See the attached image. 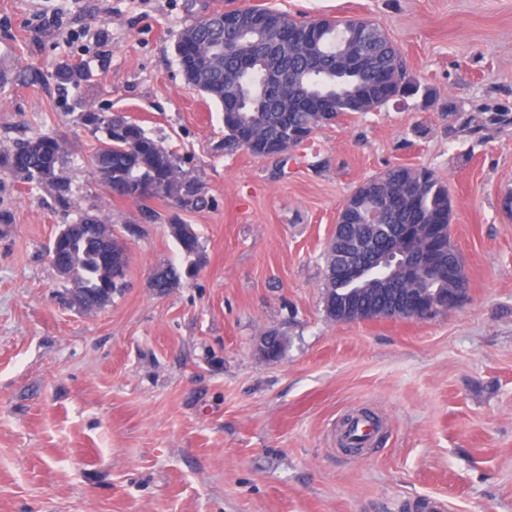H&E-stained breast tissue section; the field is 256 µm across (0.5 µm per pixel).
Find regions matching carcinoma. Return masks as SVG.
Returning <instances> with one entry per match:
<instances>
[{
  "instance_id": "obj_1",
  "label": "carcinoma",
  "mask_w": 512,
  "mask_h": 512,
  "mask_svg": "<svg viewBox=\"0 0 512 512\" xmlns=\"http://www.w3.org/2000/svg\"><path fill=\"white\" fill-rule=\"evenodd\" d=\"M256 12L280 20L275 32L288 50L275 52L262 37L255 55L215 59L201 68L195 63L196 48L223 36V29L212 26L204 17L185 27L176 41L182 48L179 65L189 84L223 109L224 153L245 150L258 156H276V142L290 133L305 132L311 136L345 113L372 112L409 90L411 79L403 56L379 24L370 20L366 23L376 38L370 50L371 67L340 70L336 66L337 57L350 48L359 50L358 39L351 38L349 20L296 17L270 8H258ZM269 71L289 73L292 86L312 93L328 105L329 115L292 103L291 97L295 96L292 90L284 100H264L260 80ZM80 120L96 140L92 165L111 194L141 204L172 200L181 203L185 211L203 204L200 180L185 175L181 166H173L175 154L142 126L121 115L97 112L83 113ZM472 122L478 128L509 124L512 115L507 112L476 115ZM64 156V147L57 138L42 135L16 143L0 162L31 183L56 187L64 197L69 192L62 176ZM343 206L347 213L343 219L344 233L328 244L324 253V301L330 319L339 320L352 299L374 302L375 295L367 289L378 281L377 274L372 269L355 274L353 267L361 261L357 256L359 242L370 235L366 215L377 207L384 209L385 227L379 233L381 237L400 235L405 224L440 225L442 268L403 280L400 292L412 290L439 296L455 287V280L448 277V268L465 276L462 258L451 240L452 204L448 186L431 170L392 165L362 181ZM101 225V220L87 215L63 227L74 281L91 304L101 289L114 288L125 280L129 266L126 244L115 238L112 251L118 258L111 269L103 267L95 231ZM170 236L187 263L159 270L155 287L161 291L192 277L201 258L199 236L193 228L185 225L171 231Z\"/></svg>"
}]
</instances>
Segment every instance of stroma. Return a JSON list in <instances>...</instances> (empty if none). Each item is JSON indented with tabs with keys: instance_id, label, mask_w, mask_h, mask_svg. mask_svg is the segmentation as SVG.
Listing matches in <instances>:
<instances>
[{
	"instance_id": "35a3bbf8",
	"label": "stroma",
	"mask_w": 512,
	"mask_h": 512,
	"mask_svg": "<svg viewBox=\"0 0 512 512\" xmlns=\"http://www.w3.org/2000/svg\"><path fill=\"white\" fill-rule=\"evenodd\" d=\"M359 16L400 48L415 88L322 127L290 159L225 154L216 104L185 81L179 32L231 8ZM0 155L51 135L67 197L0 165V512H512V0H0ZM82 67L62 84L59 66ZM83 112L162 139L208 203L152 215L113 197ZM426 167L452 200L468 297L424 321L328 317L323 252L339 207L393 164ZM108 221L129 253L121 295L72 308L50 265L62 225ZM197 231L196 277L170 216ZM284 336L281 358L257 351ZM369 408L356 456L336 427ZM170 236L175 240L177 247L187 259L185 266L169 265L158 271V278L154 288L165 291L168 288L179 286L184 280L195 274L201 258V245L198 234L189 226L172 230Z\"/></svg>"
}]
</instances>
